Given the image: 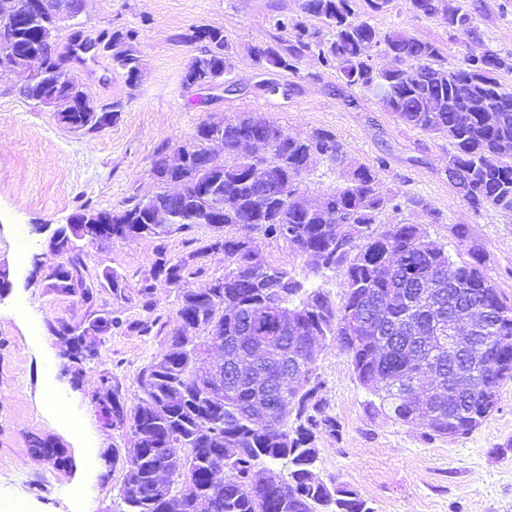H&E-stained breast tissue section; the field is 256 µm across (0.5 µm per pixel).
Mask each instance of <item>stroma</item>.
Masks as SVG:
<instances>
[{"label": "stroma", "instance_id": "obj_1", "mask_svg": "<svg viewBox=\"0 0 512 512\" xmlns=\"http://www.w3.org/2000/svg\"><path fill=\"white\" fill-rule=\"evenodd\" d=\"M449 2L474 8L486 48L512 54V0ZM299 3L83 0L77 20L61 22V42L74 34L96 39L116 30L139 33L138 83L113 68L106 53L79 72L97 105H121L100 129L65 127L49 108L20 95L21 75L0 72V265L12 282L0 297V505L20 501L25 512H123L121 469L113 465L112 451L125 447L127 436L103 424L89 396L108 371L125 402H132L138 377L163 350L178 308V291L165 282H158L148 308L135 286L152 268L158 249L177 259L215 231L202 225L192 235L175 233L161 241L112 238L84 245L90 272L122 274L128 298L99 291L97 308L111 310L123 326L87 338L93 355L79 365L68 359L65 339L53 329L81 321L89 309L80 297L47 290L36 264L57 263L48 250L49 237L80 205L118 211L159 191L152 174L157 150L188 143L207 117L259 112L292 135L330 130L359 162L386 159L380 172L384 188L423 197L440 218L430 222L425 212L409 206L383 213L380 223L419 224L449 246L455 225H465L470 242L485 250L498 291L512 300V215L477 213L462 201L448 179L447 140L402 125L370 94L348 90L325 73L314 55L304 57L295 74L264 73L254 63L250 47L270 40L277 18L298 15ZM373 23L437 41L448 67L466 51L462 35L443 21L416 17L401 4ZM197 26L222 29L235 49L223 87L182 84L198 52L184 36ZM20 235L28 243L23 252L17 247ZM261 254L332 299L340 298V272L313 274L311 258L272 239L262 241ZM20 303L26 306L22 315L15 311ZM142 322L153 323L150 335L139 332ZM317 372L327 412L339 425L338 434L316 436V469L323 478L357 491L373 512H512V381L501 386L497 412L478 429L452 441H428L420 429L367 407L368 393L337 348L319 353ZM34 435L66 448L70 466L63 469L35 456L29 448Z\"/></svg>", "mask_w": 512, "mask_h": 512}]
</instances>
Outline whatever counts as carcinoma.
I'll use <instances>...</instances> for the list:
<instances>
[{"label": "carcinoma", "instance_id": "carcinoma-1", "mask_svg": "<svg viewBox=\"0 0 512 512\" xmlns=\"http://www.w3.org/2000/svg\"><path fill=\"white\" fill-rule=\"evenodd\" d=\"M393 2L301 0L300 14L278 23L288 38L254 45V63L263 71L296 73L301 59L314 54L325 70L372 95L402 124L448 139V173L474 212L490 208L511 215L512 91L501 76L512 74V56L485 48L467 6L450 16L446 0H404L416 16L441 18L467 39L460 64L447 68L435 43L396 28L381 31L371 23ZM80 7L81 0H0V14L32 17L18 27L0 28V66L20 63L30 51L40 53L42 78L19 93L52 107L70 129H98L119 105L99 107L87 96L58 42L60 22ZM307 18L318 24H307ZM137 37L134 29L116 30L108 40L90 39L85 46L111 52L112 66L134 82L140 75L133 48ZM186 39L201 48L184 73L185 86L216 82L232 72L234 48L224 31L200 26ZM375 49L391 55L393 65L378 66L371 56ZM213 124L223 126V161L210 151L204 120L188 143L191 162L167 164L177 151L166 146L157 150L153 166L166 163V183L220 182L224 222L217 228L233 227L238 235L217 236L175 261L158 251L137 295L150 307L161 277L178 290L166 346L139 375L131 407L124 406L109 372L101 374L91 395L106 424L128 434L123 500L129 512H198L203 501L206 512H373L354 490L333 479L309 478L318 459L316 434L338 428L320 396L315 344L329 341L349 358L359 384L373 396L370 408L422 427L429 440H455L498 411L499 390L512 381V303L489 277L486 253L469 245L464 225L454 229L455 247L466 251L468 261L454 259L418 224L374 229L383 212L401 209L402 198L422 208L433 223L439 213L421 197L383 188L380 168L352 159L332 131L316 128L293 137L258 112H240ZM248 138L271 139L276 150L255 161L245 151ZM321 159L340 169L341 182L314 201L301 174ZM292 181L298 183L297 195L285 203L281 185ZM203 207L195 194L177 198L164 188L122 209L123 224L114 223L107 210L86 205L81 212L102 217L114 237L162 241L201 224ZM157 208L172 213L173 223H143L146 211ZM269 236L315 258L314 273L341 272V304L324 289L266 263L259 239ZM60 247L67 251L69 272L61 277L62 269H51L45 288L78 295L89 306L97 286L128 299L120 275L106 270L94 283L75 241L66 238ZM215 251L224 252L228 262L224 275L204 290L189 288L190 279L205 273L202 259ZM460 306L489 310L491 327L483 333L488 343L463 358L448 354V336L437 331L439 322H448V310ZM119 326L109 312L64 323L60 333L72 358L81 361L90 333ZM213 326L224 336L219 382L208 361ZM30 445L56 465L65 462L61 449L43 438L33 436ZM173 448L182 450L188 465L183 474L167 463ZM260 462L281 468L259 474ZM165 472L171 474L170 501L158 499L155 491L156 474Z\"/></svg>", "mask_w": 512, "mask_h": 512}]
</instances>
